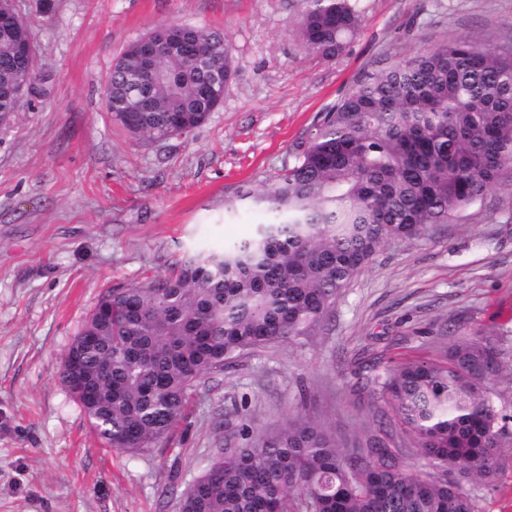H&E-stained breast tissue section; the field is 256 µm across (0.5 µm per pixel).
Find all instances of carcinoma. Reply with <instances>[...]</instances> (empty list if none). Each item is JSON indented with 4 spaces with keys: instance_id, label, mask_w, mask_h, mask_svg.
I'll return each mask as SVG.
<instances>
[{
    "instance_id": "1",
    "label": "carcinoma",
    "mask_w": 512,
    "mask_h": 512,
    "mask_svg": "<svg viewBox=\"0 0 512 512\" xmlns=\"http://www.w3.org/2000/svg\"><path fill=\"white\" fill-rule=\"evenodd\" d=\"M296 36L331 59L360 27L350 0H302ZM150 68L130 44L112 66V121L145 141L188 135L233 76L224 35L172 24ZM36 55L0 26V114L17 112ZM512 182V55L454 39L366 77L318 116L295 162L262 189L225 198L266 216L222 252H188L144 284L107 290L61 361V381L106 446L149 452L168 439L201 379L269 345L316 335L347 284L391 241L430 239L495 185ZM93 341L86 342L87 337ZM499 340L478 332L443 359L369 366L429 476L379 441L346 453L304 412L234 448H216L179 512H478L466 484L491 483L512 414L492 383Z\"/></svg>"
}]
</instances>
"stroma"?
<instances>
[{
  "mask_svg": "<svg viewBox=\"0 0 512 512\" xmlns=\"http://www.w3.org/2000/svg\"><path fill=\"white\" fill-rule=\"evenodd\" d=\"M361 27L333 59L294 33L301 0H15L39 75L0 118V512H177L226 426L277 428L306 411L339 447L400 442L367 387L369 358H437L474 332L512 359V187L499 185L426 241L389 243L344 288L322 331L210 376L168 442L103 447L60 379L100 295L166 274L200 247L253 236L265 216L224 199L294 162L317 115L379 70L456 38L512 53V0H351ZM171 24L223 34L233 77L189 135L136 141L105 109L114 61ZM479 512H512V444Z\"/></svg>",
  "mask_w": 512,
  "mask_h": 512,
  "instance_id": "obj_1",
  "label": "stroma"
}]
</instances>
